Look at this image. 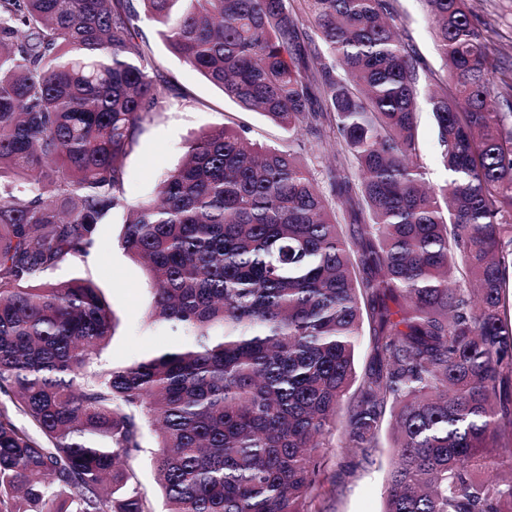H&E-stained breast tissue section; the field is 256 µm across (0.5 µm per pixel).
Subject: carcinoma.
<instances>
[{
	"label": "carcinoma",
	"mask_w": 512,
	"mask_h": 512,
	"mask_svg": "<svg viewBox=\"0 0 512 512\" xmlns=\"http://www.w3.org/2000/svg\"><path fill=\"white\" fill-rule=\"evenodd\" d=\"M423 2L440 75L395 0H0V512H152L130 466L152 442L162 512H317L326 437L367 464L387 425L383 512H512V478L482 479L512 473V54L467 0ZM141 10L293 146L213 126L129 204L123 159L168 90ZM119 211L148 319L191 339L108 366L100 289L49 275ZM418 103L417 138L420 162L424 166L426 180L430 186L437 188L449 180L450 172L441 162V149L437 141L431 108L423 96L419 98ZM303 153H304V157L307 158V161H308L310 167L315 172V175L320 182V186L326 192L327 196H329L330 199L332 198L333 202H334V197L330 195L328 189L326 188V185L323 183V174H322L324 167L329 159V157H328L329 150L328 151L325 150V148H323L321 145H319L316 141L311 140V142L307 143L306 149Z\"/></svg>",
	"instance_id": "cac0c4a2"
}]
</instances>
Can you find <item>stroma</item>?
<instances>
[{
  "instance_id": "stroma-1",
  "label": "stroma",
  "mask_w": 512,
  "mask_h": 512,
  "mask_svg": "<svg viewBox=\"0 0 512 512\" xmlns=\"http://www.w3.org/2000/svg\"><path fill=\"white\" fill-rule=\"evenodd\" d=\"M467 6L494 44L512 46V0H467ZM396 7L416 52L431 69H439L441 61L421 0H396ZM138 25L169 90L124 161L129 203L151 196L156 179L180 164L188 141L208 127L224 124L243 129L260 145L287 149L286 130L258 113L242 110L220 88L173 55L159 36L155 21L143 16ZM417 138L428 183L435 188L444 185L448 172L441 162L431 108L424 100L418 104ZM122 221L118 213L111 223L100 225L91 254L62 265L52 274L56 280L87 277L102 290L116 319L115 333L103 356L115 365L141 360L183 340L181 334L149 324L146 315L154 303V291L144 267L118 244ZM390 445V436L382 435L381 446L369 464L351 456L327 455L318 473V512H382Z\"/></svg>"
}]
</instances>
